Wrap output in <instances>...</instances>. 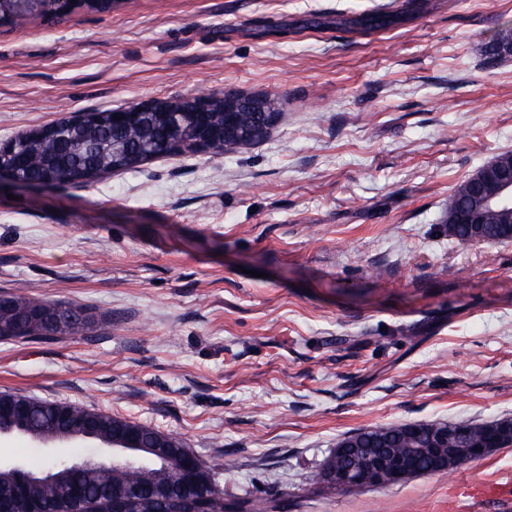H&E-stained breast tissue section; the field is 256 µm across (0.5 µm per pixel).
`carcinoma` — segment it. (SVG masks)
Returning a JSON list of instances; mask_svg holds the SVG:
<instances>
[{
    "instance_id": "1",
    "label": "carcinoma",
    "mask_w": 512,
    "mask_h": 512,
    "mask_svg": "<svg viewBox=\"0 0 512 512\" xmlns=\"http://www.w3.org/2000/svg\"><path fill=\"white\" fill-rule=\"evenodd\" d=\"M405 21V14L368 15L359 18L354 26L375 29L395 26ZM512 43V28L498 30L485 44V53L493 60L506 59L504 46ZM277 100L265 97V111L243 106L237 113L234 131L224 133V100L215 97L209 110L200 116L198 124L187 121L186 112L193 106V98L158 100L146 112H137L127 124L112 120V111H91L87 120L76 127L64 130L50 139L44 135L45 127L34 128L15 139V155L3 157L5 167H13L18 179L42 182L54 187L87 185L112 171L133 169L145 161L163 155L194 151L198 128H203L213 139V150L226 151L263 139L270 129L264 112L276 108ZM26 162L12 166L14 160ZM480 191L476 175L462 181L448 196L445 213L451 214L462 206L470 205ZM502 224L485 226L483 238L487 243L512 242V211L501 215ZM448 238L462 247L472 244L473 234L467 224L448 225ZM0 298L6 308L0 313V322L13 328L19 326L20 315L30 309L47 310L58 302L28 295L3 291ZM20 339L26 342H50L55 336H46L43 325L29 321ZM16 399L26 414V427L43 439H53L62 433L59 410L62 403L37 400L21 393H7ZM99 428L91 441L101 448L112 447V426L124 425L140 430L144 443L150 445L161 436L169 439L168 447L147 450V460L137 466H122L106 462L71 474L69 483L82 489V496L71 498L66 488L53 482H43L28 487L26 494L14 502L12 512H112V493L126 489V512H171L170 500L179 496L181 473L177 457L186 450L182 440L170 433H163L138 422L116 417L108 412L96 413ZM455 424L468 435L467 449L487 444L496 446L492 428L496 420L476 422L460 419ZM436 425L434 421H414L385 427L360 429L344 435L337 445L360 441L365 448H391L401 455L417 453L423 447L424 431ZM273 512L275 500L269 496L238 497L217 485L213 469L204 464L196 483V492L185 512Z\"/></svg>"
}]
</instances>
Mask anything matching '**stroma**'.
Instances as JSON below:
<instances>
[{"label": "stroma", "instance_id": "35a3bbf8", "mask_svg": "<svg viewBox=\"0 0 512 512\" xmlns=\"http://www.w3.org/2000/svg\"><path fill=\"white\" fill-rule=\"evenodd\" d=\"M121 0L0 33V143L91 110L206 89L277 97L260 143L86 186L0 178V291L86 305L91 338L0 341V392L178 436L221 488L288 512H448L512 478V448L452 473L307 494L344 434L512 417V242L444 237L449 195L512 151V0ZM71 457L21 435L0 460ZM235 461L225 470V456ZM509 43H512V28H501L485 44V53L487 57L493 60L506 59V55H512V53L509 54L504 51V46ZM510 491V484L504 485L496 479L482 480L475 484H468L464 491L465 499L452 505L455 510L469 511L478 504L483 508L484 504L506 495Z\"/></svg>", "mask_w": 512, "mask_h": 512}]
</instances>
